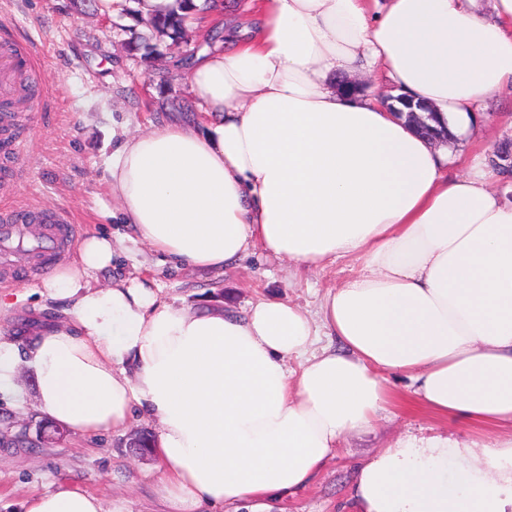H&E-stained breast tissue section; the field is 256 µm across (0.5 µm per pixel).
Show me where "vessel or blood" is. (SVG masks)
Instances as JSON below:
<instances>
[{
  "mask_svg": "<svg viewBox=\"0 0 512 512\" xmlns=\"http://www.w3.org/2000/svg\"><path fill=\"white\" fill-rule=\"evenodd\" d=\"M31 51L0 52V156L19 159L20 114L27 106V78L36 71ZM80 227L63 207L0 203V281H15L19 272L50 268L76 245Z\"/></svg>",
  "mask_w": 512,
  "mask_h": 512,
  "instance_id": "b4317fda",
  "label": "vessel or blood"
}]
</instances>
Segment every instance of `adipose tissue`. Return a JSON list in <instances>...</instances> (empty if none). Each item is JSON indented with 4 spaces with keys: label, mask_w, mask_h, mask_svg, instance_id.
<instances>
[{
    "label": "adipose tissue",
    "mask_w": 512,
    "mask_h": 512,
    "mask_svg": "<svg viewBox=\"0 0 512 512\" xmlns=\"http://www.w3.org/2000/svg\"><path fill=\"white\" fill-rule=\"evenodd\" d=\"M256 28L190 65L207 116L124 136L107 173L122 223L177 265L221 270L258 248L296 267L354 257L318 312L269 298L198 311L146 279L97 275L94 234L40 283L64 321L24 345L0 336V393L73 432L153 421L172 512H264L306 486L391 394L491 427L486 443L405 437L363 462L354 512H512V203L485 151L449 153L383 96L348 95L356 71L426 101L450 131L488 124L512 93V0H247ZM462 162L467 175L450 174ZM338 337L340 355L322 337ZM25 512H104L76 485Z\"/></svg>",
    "instance_id": "adipose-tissue-1"
}]
</instances>
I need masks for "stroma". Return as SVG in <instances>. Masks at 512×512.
I'll return each instance as SVG.
<instances>
[{
	"label": "stroma",
	"mask_w": 512,
	"mask_h": 512,
	"mask_svg": "<svg viewBox=\"0 0 512 512\" xmlns=\"http://www.w3.org/2000/svg\"><path fill=\"white\" fill-rule=\"evenodd\" d=\"M97 0H0V44L32 49L39 63V91L29 100L24 127L18 204L63 206L71 210L82 236L111 235V267L98 282L149 277L167 298L195 308L243 311L259 297L288 301L317 312L329 289L353 274L360 262L341 258L302 269L262 252L249 254L223 272L174 268L137 238L132 225L113 217L115 203L106 163L117 146L113 129L135 135L179 119L197 126L205 116L189 92L184 59L223 41L239 19L241 0H222L220 13L196 12L179 39L158 35L141 12L140 0H114L99 12ZM150 55L131 50V41ZM36 275L5 284L16 300L0 310V333L25 338L32 324L63 316L64 302L35 293ZM50 425L33 406H18L0 394V512H22L26 500L69 484L96 495L105 512H167L154 457H139L128 446L138 430L154 423L133 417L123 432L84 436L68 431L44 439ZM480 435L412 404L380 412L371 428L346 434L310 484L276 498L271 512H341L360 463L408 435Z\"/></svg>",
	"instance_id": "35a3bbf8"
}]
</instances>
